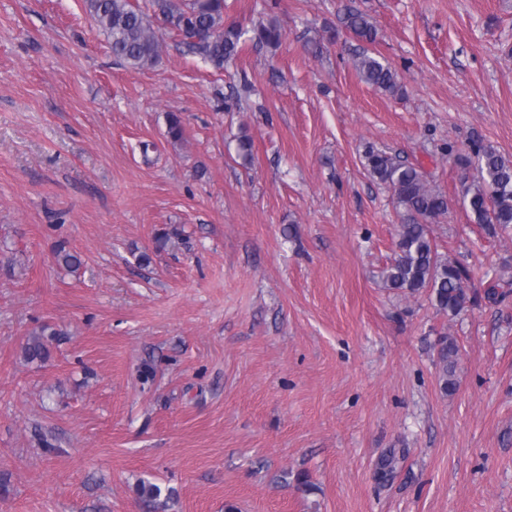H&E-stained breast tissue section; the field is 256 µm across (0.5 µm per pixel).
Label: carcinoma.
I'll return each mask as SVG.
<instances>
[{
    "mask_svg": "<svg viewBox=\"0 0 512 512\" xmlns=\"http://www.w3.org/2000/svg\"><path fill=\"white\" fill-rule=\"evenodd\" d=\"M145 12L132 0H85L86 9L106 35L112 55L135 69L154 66L161 58L162 42L158 36L161 23L178 38L186 50L217 70L236 59L242 44L251 41L259 48L275 49L284 38V30L273 18L256 23L246 31L234 23H224V0H148ZM346 27L362 46L352 50L351 63L361 80L389 94L400 90L398 73L384 58L370 51L376 42L377 29L369 17L350 12ZM167 134L174 142L183 139V125L178 114H167ZM448 154L456 162L475 171V180L463 191V203L485 234L498 238L512 231V161L493 149L473 140L465 152ZM365 166L370 175L392 193L399 211L395 256L381 273L385 287L414 296L428 289L436 310L449 317L457 316L479 297L469 292L470 270L438 253L431 236L430 224L448 213L449 200L429 185L426 174L418 167L384 150L368 145L364 151ZM58 266L70 271L82 265L80 255L61 242L55 249ZM45 330L31 333L23 346V357L29 362H45L50 351L44 340ZM460 347L456 339L441 334L437 343L436 366L441 391L456 389L455 367ZM137 494L144 502L160 506L159 485L140 481Z\"/></svg>",
    "mask_w": 512,
    "mask_h": 512,
    "instance_id": "obj_1",
    "label": "carcinoma"
}]
</instances>
